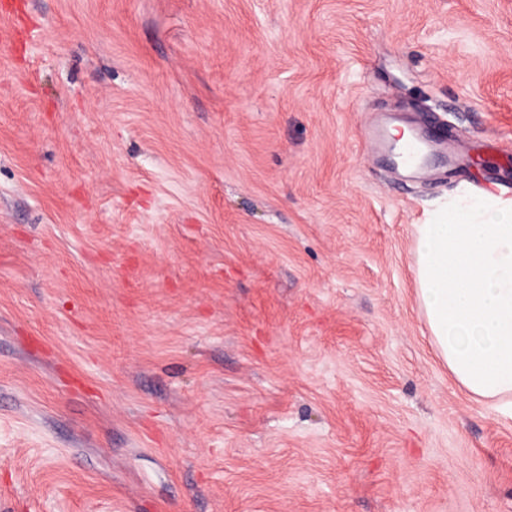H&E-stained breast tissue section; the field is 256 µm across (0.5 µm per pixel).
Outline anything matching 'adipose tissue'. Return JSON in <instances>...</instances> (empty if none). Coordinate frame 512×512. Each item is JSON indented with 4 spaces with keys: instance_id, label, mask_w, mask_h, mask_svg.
Instances as JSON below:
<instances>
[{
    "instance_id": "adipose-tissue-1",
    "label": "adipose tissue",
    "mask_w": 512,
    "mask_h": 512,
    "mask_svg": "<svg viewBox=\"0 0 512 512\" xmlns=\"http://www.w3.org/2000/svg\"><path fill=\"white\" fill-rule=\"evenodd\" d=\"M431 341L472 396L512 406V199L462 196L415 227Z\"/></svg>"
}]
</instances>
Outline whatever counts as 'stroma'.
Here are the masks:
<instances>
[{"mask_svg": "<svg viewBox=\"0 0 512 512\" xmlns=\"http://www.w3.org/2000/svg\"><path fill=\"white\" fill-rule=\"evenodd\" d=\"M0 0V512H512L414 227L512 197V0ZM469 153L372 155L384 113Z\"/></svg>", "mask_w": 512, "mask_h": 512, "instance_id": "stroma-1", "label": "stroma"}]
</instances>
